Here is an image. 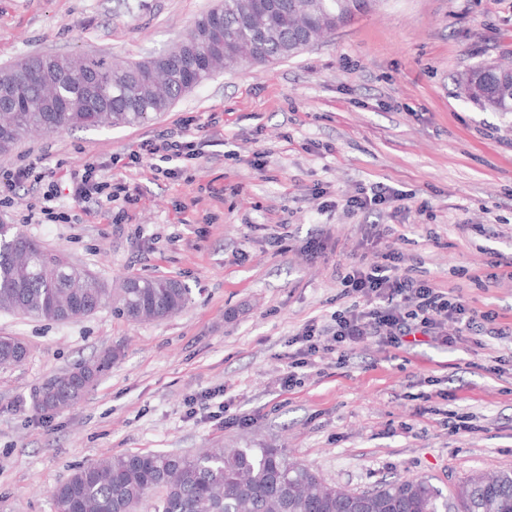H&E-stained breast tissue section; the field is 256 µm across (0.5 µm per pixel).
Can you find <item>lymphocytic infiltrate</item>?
I'll use <instances>...</instances> for the list:
<instances>
[{
    "mask_svg": "<svg viewBox=\"0 0 512 512\" xmlns=\"http://www.w3.org/2000/svg\"><path fill=\"white\" fill-rule=\"evenodd\" d=\"M201 155L198 143L186 132L161 134L139 142L129 156L130 161L146 163L159 175H171L178 164H187ZM45 185L42 195L35 197L29 208V220L44 223H76L75 208L89 198H97L105 216L114 223L129 220L139 198L128 187L113 183L105 165L88 162L75 172L69 185L48 182L45 169L36 162L23 166L0 168V207H9L20 187ZM69 197L72 205L59 206L61 197ZM362 248L378 249L379 259L367 265L356 262L338 278L343 296L351 303L336 311L331 324L309 320L298 332V355L292 358L285 387L297 382L296 371L305 367L306 356L322 350L353 347L367 341L395 350L404 349L410 338L422 336L425 342L454 348L467 343H480L488 337L502 340L512 337V325L501 323L493 310L473 306L463 296L436 287L428 280L403 269V255L385 230L368 232Z\"/></svg>",
    "mask_w": 512,
    "mask_h": 512,
    "instance_id": "obj_1",
    "label": "lymphocytic infiltrate"
}]
</instances>
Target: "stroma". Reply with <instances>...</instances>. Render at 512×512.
<instances>
[{
  "label": "stroma",
  "mask_w": 512,
  "mask_h": 512,
  "mask_svg": "<svg viewBox=\"0 0 512 512\" xmlns=\"http://www.w3.org/2000/svg\"><path fill=\"white\" fill-rule=\"evenodd\" d=\"M215 0H0V67L34 53L140 61L181 40ZM512 55V0H384L296 57L245 65L197 86L151 121L35 134L1 166L41 156L67 183L85 162L108 167L141 201L113 224L88 201L76 224H21L19 190L0 224H21L105 287L170 277L191 290L166 319L132 322L103 307L72 321L0 311V336L28 348L0 368V512H56L53 489L108 456L201 448H283L349 491L419 478L442 490L472 473L512 470V340L397 354L369 342L309 357L284 388L297 333L347 306L336 269L373 251L361 238L391 224L403 265L512 323V280L481 286L490 252L512 255V113L460 95L457 77ZM222 123L210 124L212 115ZM209 146L183 175L155 179L127 163L142 139L186 117ZM268 153L262 169L241 157ZM383 183L401 210L349 213L346 200ZM283 252L269 237L280 222ZM335 249L303 252L313 236ZM113 349L106 372L74 405L40 412L49 378ZM503 357L501 375L488 372ZM227 405L248 424L222 425ZM471 417L453 432L451 413Z\"/></svg>",
  "instance_id": "35a3bbf8"
}]
</instances>
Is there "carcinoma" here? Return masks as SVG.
Returning <instances> with one entry per match:
<instances>
[{"mask_svg":"<svg viewBox=\"0 0 512 512\" xmlns=\"http://www.w3.org/2000/svg\"><path fill=\"white\" fill-rule=\"evenodd\" d=\"M220 0L207 14L218 18L227 40L214 51L215 66L270 65L305 50L300 31L318 43L375 9L379 0ZM182 43L165 53L131 63L101 55L56 56V65L84 71L101 82L112 109L91 121L84 102L89 89L78 76L32 86L21 82L22 68H41L45 56L27 55L0 68V91L13 89L26 102L16 112H0V152L9 151L29 132L55 133L73 128L135 126L168 111L188 94L178 79ZM467 75L481 94L471 97L493 112H512V99L496 95L512 80L509 66L478 64ZM70 104L67 112H45V96ZM130 287L116 294L115 311L131 321L164 319L180 312L189 289L171 278L129 276ZM106 289L87 271L67 264L13 224H0V311L44 320H75L101 308ZM67 374L49 379L32 395L33 407L47 410L44 392L78 402ZM155 512H512V471L487 478L473 474L450 495L426 480L397 479L363 492L325 483L309 468L293 463L283 448H209L193 455L135 452L77 466L53 490L56 512H137L151 496Z\"/></svg>","mask_w":512,"mask_h":512,"instance_id":"cac0c4a2","label":"carcinoma"}]
</instances>
